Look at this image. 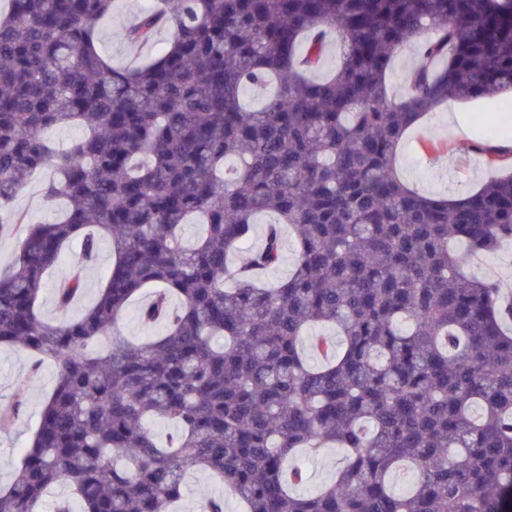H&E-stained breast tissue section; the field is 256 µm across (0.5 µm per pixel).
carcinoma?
<instances>
[{
  "label": "carcinoma",
  "instance_id": "cac0c4a2",
  "mask_svg": "<svg viewBox=\"0 0 512 512\" xmlns=\"http://www.w3.org/2000/svg\"><path fill=\"white\" fill-rule=\"evenodd\" d=\"M0 14V237L21 241L0 273V345L33 353L57 382L0 512H167L185 472L224 480L247 512H512V305L467 274L512 242V173L455 202L396 167L414 120L448 99L512 94V0H148L125 39L170 33L148 62L115 68L98 23L115 0H8ZM335 70L318 75L331 39ZM415 52L406 90L394 58ZM273 91L260 106L245 89ZM78 125L57 148L50 135ZM62 217L11 210L33 173ZM239 267L229 255L250 242ZM202 223L192 243L180 231ZM289 274L264 284L283 259ZM112 264L75 320L41 317L44 274L67 310L102 241ZM77 243V263L61 266ZM165 332L110 335L129 300ZM333 325L341 349L303 338ZM17 384L0 421L19 417ZM174 423L166 441L148 426ZM345 449L314 495L296 450ZM412 485L395 489L400 475Z\"/></svg>",
  "mask_w": 512,
  "mask_h": 512
}]
</instances>
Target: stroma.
Here are the masks:
<instances>
[{"label":"stroma","mask_w":512,"mask_h":512,"mask_svg":"<svg viewBox=\"0 0 512 512\" xmlns=\"http://www.w3.org/2000/svg\"><path fill=\"white\" fill-rule=\"evenodd\" d=\"M136 6L132 0H117L111 18L100 22L99 48L116 67L145 60L151 48L131 46L123 37L124 29L135 19ZM505 98L450 101L449 106L462 115L461 122L444 121L441 112L425 116L411 128L403 139L397 154V167L404 180L419 191L448 195L475 191L490 177L512 171V159L490 164L485 154L477 151L476 142L494 143L491 130L480 119L484 116L506 115L512 122V112L503 113ZM49 175H33L24 191L13 203L15 210L26 214L30 223L50 222L60 215L63 201H48L43 188ZM112 263L109 246H101L98 260L86 272V289L68 310H58L55 305L57 277L48 273L41 294L40 313L51 320H69L80 316L95 300ZM468 269L478 277L496 282L503 291L512 292V248L503 247L492 255H474L468 260ZM32 356L14 347L0 348V406L11 401L18 381L28 385V404L24 414L14 423L0 424V487H8L27 444L39 420L46 396L56 383V371L51 364H43L38 373H31ZM186 490L177 512H197L201 501L213 495H223L225 512H244L242 501L227 494L223 482L200 477L195 471L185 474Z\"/></svg>","instance_id":"stroma-1"}]
</instances>
